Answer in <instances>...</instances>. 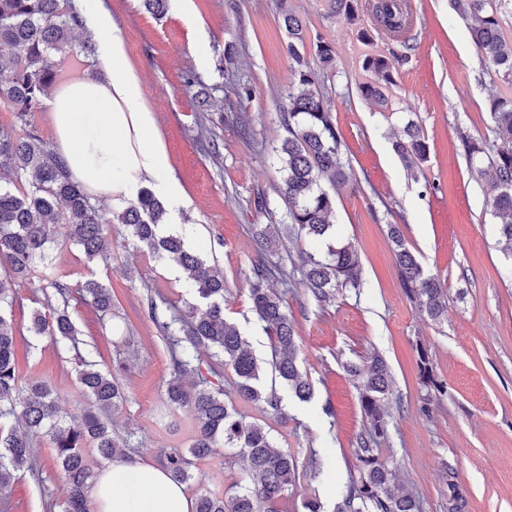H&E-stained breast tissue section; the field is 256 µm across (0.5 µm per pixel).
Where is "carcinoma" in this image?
<instances>
[{
    "mask_svg": "<svg viewBox=\"0 0 512 512\" xmlns=\"http://www.w3.org/2000/svg\"><path fill=\"white\" fill-rule=\"evenodd\" d=\"M512 0H456L477 54L494 66L495 75L512 83V41L501 30L500 14ZM333 13L355 19L359 0H327ZM376 25L389 35L403 39L412 27L408 0H373L369 4ZM283 26L287 51L294 62L295 81L289 87L283 122L288 137L275 149L285 172L281 193L288 207L283 223L288 232L313 243L336 234L329 217L334 200L322 182L344 180L342 144L330 100L320 88L321 75L333 66V46L318 38H307L302 21L286 13ZM84 28L83 17L71 0H0V66L8 62L9 76L0 80V103L23 117L42 105L61 76V53L87 58L96 44L88 34L71 48V35ZM310 51L319 63L316 71L306 62ZM363 68L376 76L360 87L361 96L380 106L388 105L384 86L392 84L388 60L376 53L363 59ZM489 109L495 136L512 142V96L491 90ZM470 170L480 177L485 169L493 172L490 183L491 207L497 219L498 244L512 254V150L490 153L482 141H465ZM393 149L413 173L427 161L429 145L421 127L406 122L393 142ZM31 174L29 187L14 192L0 186V267L6 266L13 278L29 279L36 265L51 249L48 226L62 224L65 239L78 245L90 261L110 258V231L122 225L134 240L153 255L178 264L186 274L187 285L206 300L198 311L190 306L169 316L149 299L148 317L167 340L172 356V379L163 394V404L172 414L188 409L194 417L193 437L186 447L166 448L161 463L178 483H200L196 461L210 457L217 448L235 451L243 485L229 499L209 489L198 492L195 512H282L299 477L298 464L291 452L274 445L268 430L246 415L235 400L262 403L265 410L283 416L282 398L275 389L261 385L262 366L241 336L238 328L224 318V273L200 254L185 246L182 236L162 234L167 214L165 205L145 190L120 211L106 216L93 204L82 187L69 176L63 161L34 129L18 135L0 129V171ZM278 225L255 228V244L260 260L249 277V299L253 314L270 339L272 366L285 386L301 401L313 397V385L299 364L296 322L286 310L283 294L270 287L276 279L293 288L309 290L320 305L332 303L346 290H360L362 267L357 252L349 245L328 246L324 254L304 252L286 271L280 262L269 259ZM387 238L395 258L402 288L420 312L430 321L448 319V296L444 282L425 272L407 246L397 224L387 225ZM47 287L58 295L56 306L37 310L29 331L47 337L75 352L77 379L91 406L79 412H65L56 404L51 383L34 378L25 386L21 402H16L19 376L15 360L16 331L5 307L13 306V289L0 282V495L18 476L32 469L31 437L45 434L56 452V466L67 487L61 512H92L89 497L96 472L88 464L87 451L108 462H120L132 448L130 437L112 434L110 419L125 403V394L112 367H101L80 353L81 331L68 311L70 287L58 280ZM79 294L101 313L112 316V288L87 280ZM417 367L423 386L439 393L446 386L433 370L428 350L419 345ZM220 360L233 373L235 399L225 398L222 373L202 355ZM354 377L361 411L367 429L356 439L358 480L352 482L334 512H423L420 499L401 483L396 468L379 458L377 446L386 438L388 414L385 406L394 396V381L383 358L347 365ZM448 512H464L467 493L455 469L445 466Z\"/></svg>",
    "mask_w": 512,
    "mask_h": 512,
    "instance_id": "carcinoma-1",
    "label": "carcinoma"
}]
</instances>
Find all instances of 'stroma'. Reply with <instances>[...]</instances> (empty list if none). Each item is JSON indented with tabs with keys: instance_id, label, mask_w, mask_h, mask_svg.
Here are the masks:
<instances>
[{
	"instance_id": "obj_1",
	"label": "stroma",
	"mask_w": 512,
	"mask_h": 512,
	"mask_svg": "<svg viewBox=\"0 0 512 512\" xmlns=\"http://www.w3.org/2000/svg\"><path fill=\"white\" fill-rule=\"evenodd\" d=\"M102 2L142 81L185 192L178 212L181 232L190 247L223 269L224 314L262 361L270 360L271 347L250 310L248 279L259 259L250 227L278 223L286 209L283 175L271 157L287 135L280 114L294 82L282 13L299 16L308 38L322 37L335 50L325 88L347 177L332 191L330 221L337 244H352L357 251L364 288L340 293L324 307L306 289L286 291L297 324L299 363L314 396L302 402L279 387L280 417L255 404L244 407L270 428L275 445L288 449L303 471L288 512H303V501L311 497L324 512H334L357 478L356 436L365 418L345 364L374 353L386 362L396 396L379 454L398 466L405 489L420 497L424 512H447L443 476L449 465L467 491V512H512V259L496 244L489 181L471 173L463 147L467 139L491 140L506 149L492 133L488 94L493 86L512 94V84L493 83V66L479 59L449 0H412L406 50L385 35L362 42L358 30L371 25V15L363 11L352 21L331 13L326 0H169L158 15L142 0ZM230 48L235 56L229 62ZM404 50L411 60L392 65L389 108L362 98L360 86L373 79L362 68L364 56ZM241 84L250 92L240 97ZM409 120L422 127L429 143L428 160L415 176L391 146ZM258 192L269 198L271 213L255 211ZM390 224L401 226L424 269L446 282L447 321H430L407 297L387 239ZM50 234L59 248L30 281L14 287L19 380H48L62 410L85 403L72 353L33 336L30 317L54 294L47 279L74 289L89 279L112 286L111 324L101 325L95 308L77 296L69 312L83 334L81 352L88 360L127 364L119 377L126 402L112 428L131 435L135 456L159 463L161 449L190 443L193 417L183 410L173 427L160 422L171 358L143 306L152 295L184 310L198 303V294L187 288L174 263L130 244L123 226L112 229L106 263L88 261L78 246L64 243L62 226L51 227ZM419 343L447 386L428 417L419 412L425 394L417 368ZM34 455L41 480L28 474L15 480L0 496V512H49V502L64 500L66 485L49 438L35 441ZM313 458L324 470L316 480L304 474ZM198 471L202 485L227 495L241 480L228 448L200 461ZM198 485H186L188 496H195Z\"/></svg>"
}]
</instances>
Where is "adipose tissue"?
<instances>
[{
    "label": "adipose tissue",
    "instance_id": "1",
    "mask_svg": "<svg viewBox=\"0 0 512 512\" xmlns=\"http://www.w3.org/2000/svg\"><path fill=\"white\" fill-rule=\"evenodd\" d=\"M83 18L101 37L96 58L101 76L75 79L54 91L50 106L57 152L90 195L133 200L151 182L169 208L177 209L182 188L112 16L91 0ZM91 498L94 512H193L182 484L163 466L136 456L105 467Z\"/></svg>",
    "mask_w": 512,
    "mask_h": 512
}]
</instances>
